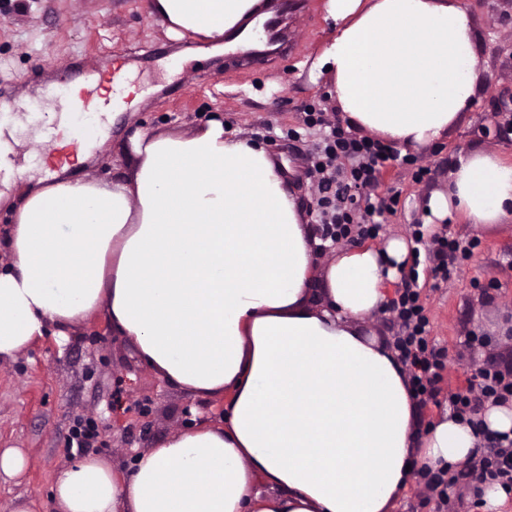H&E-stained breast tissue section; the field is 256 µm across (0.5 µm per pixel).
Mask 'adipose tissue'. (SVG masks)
I'll use <instances>...</instances> for the list:
<instances>
[{
	"mask_svg": "<svg viewBox=\"0 0 512 512\" xmlns=\"http://www.w3.org/2000/svg\"><path fill=\"white\" fill-rule=\"evenodd\" d=\"M262 0H149L199 50H248ZM330 34L309 68L342 120L405 151L443 143L478 94L479 35L459 0H325ZM132 169L109 181L52 172L0 191V362L105 313L139 360L227 417L140 452L129 468L86 457L54 473L56 512H394L407 465L461 466L480 439L446 417L414 435L406 368L365 322L388 303L406 240L337 250L304 224L264 146L210 120L139 131ZM512 218V164L460 154L424 221Z\"/></svg>",
	"mask_w": 512,
	"mask_h": 512,
	"instance_id": "adipose-tissue-1",
	"label": "adipose tissue"
}]
</instances>
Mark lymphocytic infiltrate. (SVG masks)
<instances>
[{
  "mask_svg": "<svg viewBox=\"0 0 512 512\" xmlns=\"http://www.w3.org/2000/svg\"><path fill=\"white\" fill-rule=\"evenodd\" d=\"M321 116H309L308 126L321 127L322 146L317 169L330 193L319 199L320 237L339 242L355 236L373 238L380 234L382 217L396 204V197L372 199L366 187L374 181L386 148L378 140L358 138L341 125L322 128ZM418 269H410L405 286L389 308L402 332L395 339L398 358L407 368L411 391L418 404L436 400L438 385L446 368V355L429 336V321L419 302ZM512 402V369L488 365L478 371L476 385L448 395V409L460 424L471 427L484 442L475 467L482 481L512 491V436L486 430L480 417L483 404Z\"/></svg>",
  "mask_w": 512,
  "mask_h": 512,
  "instance_id": "f902f5d3",
  "label": "lymphocytic infiltrate"
}]
</instances>
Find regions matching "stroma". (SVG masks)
<instances>
[{"label": "stroma", "mask_w": 512, "mask_h": 512, "mask_svg": "<svg viewBox=\"0 0 512 512\" xmlns=\"http://www.w3.org/2000/svg\"><path fill=\"white\" fill-rule=\"evenodd\" d=\"M461 3L481 35L478 69L485 84L443 145L410 151L407 165L399 149L388 148L370 189L376 199L399 196L395 211L384 216L377 243L411 239L420 228L428 244L450 234L475 245L469 258L450 266L447 278L433 276L429 259L419 267L417 289L430 336L447 351L440 403L418 409L423 428L447 414L448 393L466 388L472 361L512 366V220L490 229L459 219L422 224L425 198L447 184L459 152L493 151L512 163V145L483 134L494 97H512V0ZM290 26L288 56L255 63L196 57L173 72L164 60L190 43L168 35L149 15L147 0H0V95L18 103L24 124L17 137L22 152L34 157L47 149L34 137L48 106L36 89L52 81L104 78L113 65L126 67V79L141 98L111 128L95 163L75 167L76 175L108 180L124 172L129 158L121 145L134 129L189 133L217 116L229 130L263 141L275 161L290 167L289 181L310 224L320 196L309 172L319 135L307 128L305 115L313 109L329 121L340 119L327 86L309 83L297 68L328 34L323 0H305ZM420 167L426 174L419 180ZM470 336L485 337V346L467 347ZM116 395L124 411H113ZM223 410V398L189 396L139 364L132 345L113 334L104 315L75 325L65 346L42 337L0 362V448L22 449L28 460L21 476L0 480V512H11L19 500L31 502L33 512H54L53 474L71 462L66 440L76 418L98 422L103 443L93 455L126 467L136 451L155 447L191 419L218 422Z\"/></svg>", "instance_id": "35a3bbf8"}]
</instances>
